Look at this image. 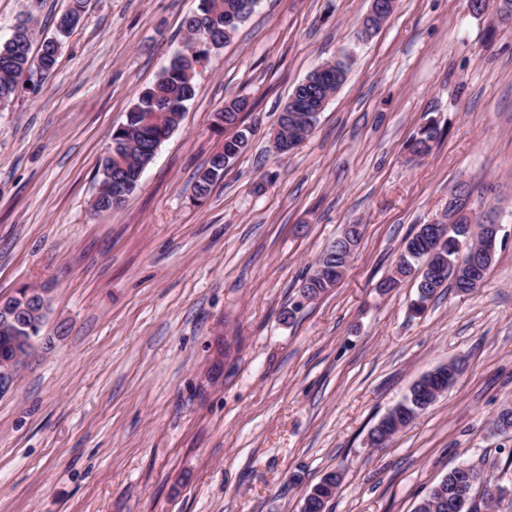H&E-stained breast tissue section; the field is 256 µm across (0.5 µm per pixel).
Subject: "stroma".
Segmentation results:
<instances>
[{
    "label": "stroma",
    "instance_id": "stroma-1",
    "mask_svg": "<svg viewBox=\"0 0 512 512\" xmlns=\"http://www.w3.org/2000/svg\"><path fill=\"white\" fill-rule=\"evenodd\" d=\"M74 0H0V43L27 17L51 35ZM200 0H87L54 74L0 109V296L47 289L36 354L0 397V512H301L332 470L326 512H414L452 468L512 512V25L495 6L397 0L370 40L369 0H258L198 65L196 96L124 206L91 201L112 131L184 40ZM347 77L312 134L271 136L318 64ZM247 99L249 149L203 201L224 148L215 112ZM422 158L407 143L429 121ZM467 181L503 230L478 290L423 314L412 280L382 290L404 240ZM363 227L338 285L300 286L343 225ZM294 318L283 322L284 310ZM456 382L386 446L368 433L436 366ZM221 155L220 152L211 156L207 162V167L201 170L197 176L193 189L194 194L199 200L207 198L214 184L224 176L226 169L217 166L218 162L221 160Z\"/></svg>",
    "mask_w": 512,
    "mask_h": 512
}]
</instances>
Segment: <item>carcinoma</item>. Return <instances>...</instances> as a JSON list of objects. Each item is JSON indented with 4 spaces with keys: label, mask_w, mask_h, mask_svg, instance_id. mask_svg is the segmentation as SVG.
<instances>
[{
    "label": "carcinoma",
    "mask_w": 512,
    "mask_h": 512,
    "mask_svg": "<svg viewBox=\"0 0 512 512\" xmlns=\"http://www.w3.org/2000/svg\"><path fill=\"white\" fill-rule=\"evenodd\" d=\"M82 0L56 19L54 30L55 39L64 42L72 32L74 25L71 19H81ZM257 0H201L199 11L187 16L183 21L186 34L198 33L205 35L212 31L217 33L227 27L244 21L252 10L246 9V4ZM33 36L30 21L23 20L16 26L13 38L0 44V104L11 102L18 92L15 77L23 71L31 69L40 61L55 69L61 50L52 47L50 39L45 38L39 44L37 51H27L23 54L17 51L16 39L25 38L31 41ZM199 59L195 55L177 53L166 66L158 79L143 89L136 103L126 115L123 123L125 129L112 134L110 164L101 167V187L93 203V209L98 214H109L116 209L112 197L116 191H123L125 197H130L138 188L140 172L154 160L160 145L176 130L183 119L187 103L195 96V74ZM301 100L306 108L294 111L295 117L284 120L277 118L276 125L280 127L279 135L291 137L296 143L304 141L315 128L320 111V100L316 97L303 96ZM248 101L237 99L215 113L214 128L220 129L226 125L234 126L240 120L241 113L246 109ZM438 134L435 123L430 122L420 128L412 139L417 151L428 153ZM251 132L241 129L224 141V150L236 155L244 153L250 144ZM221 154L210 157L205 167L198 174L194 184V194L198 199L207 198L214 184L224 176V169L218 167ZM344 244L335 240L316 262V267L310 276L305 278L306 289L310 296L318 298L336 287L343 277L345 263L350 253L342 251ZM454 243L448 239L434 236H423L419 232L409 235L399 255V276L389 278L384 283L386 288L397 286L399 278L412 275L416 279L417 299L413 303V311L417 314L424 312L428 301L435 297L436 292L424 288L423 281L431 275V266L440 257L454 258L450 249ZM494 261L480 264L471 268L458 280L448 279L439 284L441 288H452L457 293L468 294L474 291L471 281L485 282ZM460 366L458 362L443 364L424 374L413 387L419 392H429L425 399H419L408 393L404 399L390 408L370 430L368 438L371 445H384L392 437L410 425L417 417L427 411L437 398L450 386L448 373ZM490 482V478L474 468L470 472L455 469L448 474L422 499L415 512H448V500L457 497L462 490L474 491L481 483ZM341 484V475L335 471L326 473L313 487L316 496L312 498L308 512H325L327 503Z\"/></svg>",
    "instance_id": "obj_1"
}]
</instances>
